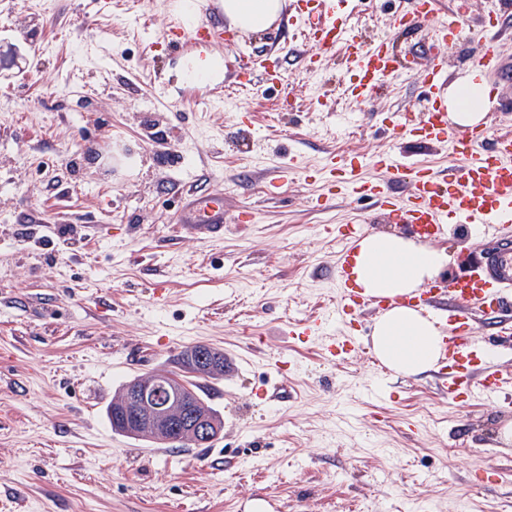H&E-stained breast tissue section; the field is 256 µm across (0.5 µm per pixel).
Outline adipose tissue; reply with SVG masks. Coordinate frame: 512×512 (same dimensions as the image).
<instances>
[{"mask_svg":"<svg viewBox=\"0 0 512 512\" xmlns=\"http://www.w3.org/2000/svg\"><path fill=\"white\" fill-rule=\"evenodd\" d=\"M286 0H224V15L242 33L272 26ZM445 250L390 234L374 233L357 244L354 276L365 295L395 299L422 288L447 265ZM377 359L394 375L413 377L437 368L445 335L417 309L393 304L376 318L370 336Z\"/></svg>","mask_w":512,"mask_h":512,"instance_id":"adipose-tissue-1","label":"adipose tissue"}]
</instances>
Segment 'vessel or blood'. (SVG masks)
Here are the masks:
<instances>
[{
	"instance_id": "obj_1",
	"label": "vessel or blood",
	"mask_w": 512,
	"mask_h": 512,
	"mask_svg": "<svg viewBox=\"0 0 512 512\" xmlns=\"http://www.w3.org/2000/svg\"><path fill=\"white\" fill-rule=\"evenodd\" d=\"M334 0H317L315 35L322 46L345 47L352 78V96L368 98L380 90L386 79L397 74L400 62L388 40L364 42L347 21L337 18ZM434 0H414L410 12L400 17L401 25L425 23L433 11ZM173 44L196 38L216 44L224 42L222 0H206L194 17L173 13L168 26ZM434 40L419 49L435 56V63L423 73L422 85L430 107L426 119L415 133L424 145L449 143L453 162L441 172L415 171L397 156L385 153L370 159L362 155L347 157L341 179L328 180L325 197L344 193L375 199L385 222L406 225L420 238L441 233L444 225L465 224L474 237L483 239L477 267L471 275L446 285H431L408 297V304L419 307L427 317L447 328L441 364L448 375L447 393L451 400L499 394L505 379L499 369V354L491 348L478 349L473 341L476 310L499 309L512 294V133L489 135L487 129L474 128L463 133L448 128L447 97L442 89L449 73L440 56L448 44V25L439 23ZM470 61L479 68L502 73L501 34L498 16H489L481 34L472 40ZM383 170L380 179L366 180L360 175L368 165ZM407 186L406 199L389 193L391 185ZM183 231L198 239H216L224 234V200L210 195L189 194L179 215ZM365 229L351 225L336 237V280L342 285L335 310L314 321H298L288 326L290 335L300 341L331 335L332 326L346 324L355 315L379 308L378 300L347 287L351 260Z\"/></svg>"
}]
</instances>
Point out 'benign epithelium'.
<instances>
[{"label": "benign epithelium", "instance_id": "7a95c632", "mask_svg": "<svg viewBox=\"0 0 512 512\" xmlns=\"http://www.w3.org/2000/svg\"><path fill=\"white\" fill-rule=\"evenodd\" d=\"M215 366L213 352L199 349L189 374L207 373L215 370ZM114 404L118 419L129 433L146 432L162 437L175 432L183 439H194L210 431L208 413L204 410L187 412L182 393L170 389L168 374L163 370L124 391Z\"/></svg>", "mask_w": 512, "mask_h": 512}]
</instances>
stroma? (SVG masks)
I'll return each mask as SVG.
<instances>
[{
  "instance_id": "stroma-1",
  "label": "stroma",
  "mask_w": 512,
  "mask_h": 512,
  "mask_svg": "<svg viewBox=\"0 0 512 512\" xmlns=\"http://www.w3.org/2000/svg\"><path fill=\"white\" fill-rule=\"evenodd\" d=\"M288 2L265 32L174 48L172 0H0V512H512V446L497 439L512 394L454 402L430 371L392 378V398L372 402L374 314L341 362L288 334L338 300L327 227L357 214L391 229L372 200L320 202L329 157L450 160L389 121L429 106L433 59L410 53L433 25L400 30L411 0H340L363 40L410 57L366 100L346 91L343 49H320ZM436 9L461 21L443 60L464 79L459 41L501 5ZM216 55L209 88L177 79ZM259 63L282 81L239 82ZM486 82L483 125L512 129V82ZM340 113L357 120L338 129ZM192 191L223 194V238L179 230ZM433 245L448 254L443 281L469 274L481 249L457 224ZM192 344L230 366L195 379L221 443L154 455L113 431L107 408L125 384L175 369ZM267 386L287 401L264 399Z\"/></svg>"
}]
</instances>
